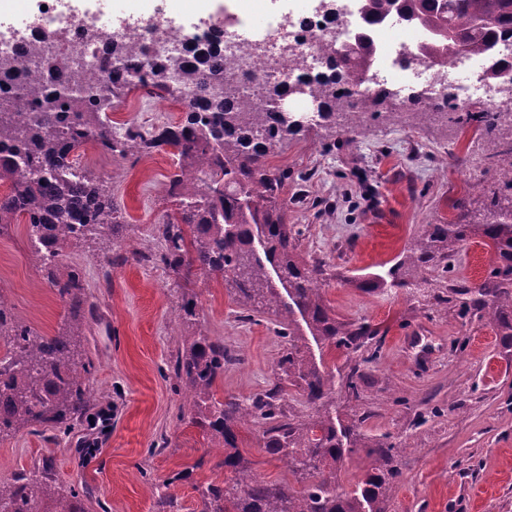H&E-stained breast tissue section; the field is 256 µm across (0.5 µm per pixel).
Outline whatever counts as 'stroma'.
<instances>
[{"mask_svg":"<svg viewBox=\"0 0 512 512\" xmlns=\"http://www.w3.org/2000/svg\"><path fill=\"white\" fill-rule=\"evenodd\" d=\"M60 7L105 20L160 10L185 29L201 18L191 0H61ZM111 117L117 127H147L185 114L180 104L140 89L114 102ZM77 163L110 179L129 224L121 239H84L62 250L63 263L81 269L87 289L81 350L93 364L97 406L70 435L33 426L0 440V479L46 459L60 483L87 488L86 512H155L161 488L179 512H198L197 485L223 481L224 469L216 438L181 419V396L164 375L185 333L177 320L185 299L196 297L194 331L239 357L225 365L217 399L247 398L276 384L286 343L269 315L243 319L221 275L184 289L169 268L144 260L161 249L172 154L116 161L90 145ZM269 163L288 173L283 197L289 223L306 230L304 256L323 259L334 274L324 287L328 305L339 320L364 321L382 334V349L367 364L362 353L329 349L313 336L305 343L309 359L336 381L337 428L347 427L350 413L341 381L358 364L365 374L363 431L403 444L389 512H512V360L500 357L492 328L430 296L366 293L354 284L386 271L428 225L453 219V201L471 182L493 184L499 163L486 158L472 133L431 120L416 129L380 124L349 146L305 131ZM491 257L489 248L469 242L448 276L477 283ZM40 275L25 220L1 228L0 295L18 320L54 336L68 325L67 307ZM263 430L260 423L240 429L244 456L261 480L291 481L287 466L265 452Z\"/></svg>","mask_w":512,"mask_h":512,"instance_id":"stroma-1","label":"stroma"}]
</instances>
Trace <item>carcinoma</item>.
<instances>
[{"mask_svg": "<svg viewBox=\"0 0 512 512\" xmlns=\"http://www.w3.org/2000/svg\"><path fill=\"white\" fill-rule=\"evenodd\" d=\"M357 4L366 27L396 13L412 24L446 29L457 38L459 48L454 53L441 40L423 39L417 52L405 58L408 64L432 63L450 54L488 55L498 41L512 38V0H357ZM332 55L336 66L361 83L371 70L373 44H359L345 54L334 49ZM39 65L59 73L55 89L33 92L21 86L14 99L0 100V141L8 138L14 144L0 153V184L9 188L0 194V226L24 217L31 234L59 252L69 241L88 236L116 240L128 228L122 209L107 182L77 165L76 154L89 144H98L120 159L170 147L177 157V172L169 180L174 209L162 225L160 262L186 281L199 272L222 275L242 309L274 316L276 335L286 339L279 382L245 400L215 398L224 364L234 360L223 341L189 336L172 357L168 377L182 394L180 417L221 438V465L230 473L221 485L198 488L200 512H388L389 490L399 476L393 462L400 444L387 434L372 438L361 432L365 416L358 410L347 430L337 432L330 413L333 376L310 362L293 316L299 312L311 334L331 348L369 351V361L379 353V333L368 324L336 319L323 293L329 266L299 251L302 230L287 223L281 198L288 175L272 168L268 157L287 144L288 137L305 130L315 129L324 139L341 136L351 145L377 122L417 125L436 112L447 115L448 123L460 131L472 125L476 134L487 137L493 143L489 158H512V139L499 135L512 118L500 110L459 111L450 104L409 112L394 107L397 93L386 88L350 102L339 97L333 76L318 89H308L321 104L317 117L304 124L291 122L276 106L278 84L266 88L267 106L256 105L232 88L226 79L229 66L218 52L207 53L198 66L182 68L177 87L167 84V66L150 59L144 72L94 87L76 81L50 60ZM137 88L180 103L185 121L173 131L166 123L151 129L130 125L126 135L115 136L109 118L112 99ZM23 101L35 106L25 119L12 111ZM19 159L38 169L39 179L20 178ZM198 173L203 178H196ZM472 205L467 199L457 201L453 220L428 225L406 245L400 260L382 274L358 280L357 286L369 293L430 288V274L448 272L462 246L478 237L494 254L484 279L472 286L453 285L448 295L437 294L434 299L454 304L464 318L492 326L502 353L511 358L512 168L500 173L497 187L479 207ZM256 237L263 241L262 257L252 249ZM48 278L68 305L70 330L65 334L45 336L15 320L0 297V339L13 357L0 391V438L29 425L68 433L97 402L89 385L92 362L78 351L87 314L82 272L72 268L60 277L52 268ZM281 288L290 303L282 302ZM363 380L360 367L353 366L344 381L350 399H360ZM285 381L317 409L316 416L301 419L284 414L280 393ZM260 421L267 425L265 451L287 461L300 487L269 483L253 474L238 446V428ZM357 448L366 449L374 460L372 472L361 489L338 493L344 455ZM47 500L55 503V512H82L79 490L57 485L48 464L10 482L0 480V503L7 504L9 512H41Z\"/></svg>", "mask_w": 512, "mask_h": 512, "instance_id": "cac0c4a2", "label": "carcinoma"}]
</instances>
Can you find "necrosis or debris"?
I'll return each instance as SVG.
<instances>
[{
  "instance_id": "obj_1",
  "label": "necrosis or debris",
  "mask_w": 512,
  "mask_h": 512,
  "mask_svg": "<svg viewBox=\"0 0 512 512\" xmlns=\"http://www.w3.org/2000/svg\"><path fill=\"white\" fill-rule=\"evenodd\" d=\"M45 4V10L27 29L24 40L14 39L8 33L0 34V60L10 59L14 65L11 75H0V98L12 94L20 84L34 78L35 73L29 65L33 55L53 54L67 61L72 55L81 54L85 65L80 74L92 78L96 75L93 62L106 56L112 46L111 24L100 23L93 15L71 17L69 12L61 10L58 0H45ZM359 22L351 6L336 17L323 14H292L285 20L274 17L267 21L266 26L274 32L284 31L285 44L281 47L271 44L263 50L258 48L256 37L238 34L232 23L225 25L219 33L206 27H195L185 32L157 19L147 18L134 24L133 38L128 46L132 49L147 47L152 56L182 61L191 59L193 49L217 46L234 69L239 92L260 103L264 100L261 88L266 77L291 85L300 79L332 74L327 46L334 40L344 41ZM510 58L512 42L502 41L492 55L451 59L448 81L442 85L434 79L433 65H409L401 62L399 56L381 51L376 58L375 80L358 86L342 81L336 88L358 95L390 85L403 92L412 90L416 80L426 77L430 80L426 91L429 99L444 98L460 108L477 100L492 106L496 103L500 84L483 79L482 74L497 60Z\"/></svg>"
}]
</instances>
